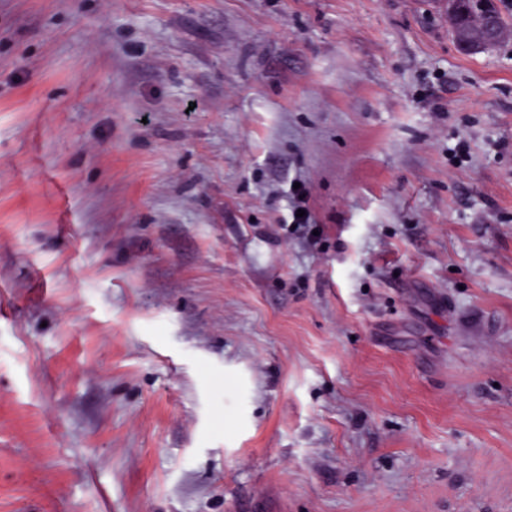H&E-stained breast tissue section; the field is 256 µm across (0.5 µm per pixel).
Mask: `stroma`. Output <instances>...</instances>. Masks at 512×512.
Returning <instances> with one entry per match:
<instances>
[{
	"label": "stroma",
	"mask_w": 512,
	"mask_h": 512,
	"mask_svg": "<svg viewBox=\"0 0 512 512\" xmlns=\"http://www.w3.org/2000/svg\"><path fill=\"white\" fill-rule=\"evenodd\" d=\"M0 512H512V38L0 0ZM295 182L300 183V188H293ZM289 194L291 195L293 203L291 211L292 221L289 225L279 224L280 228L285 230L287 235L290 231L291 234L299 236L311 245H320L323 237V229L321 224H315L312 212L307 205V190L304 184L297 180L293 181L289 188ZM298 210H304L305 215H303V217H297ZM292 225H295V228H292ZM314 230H318L319 235H313Z\"/></svg>",
	"instance_id": "stroma-1"
}]
</instances>
